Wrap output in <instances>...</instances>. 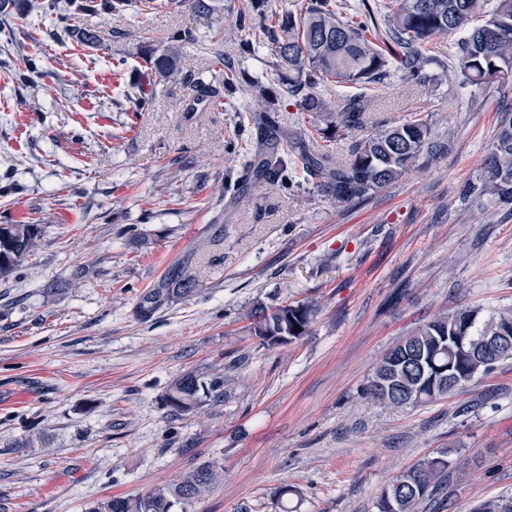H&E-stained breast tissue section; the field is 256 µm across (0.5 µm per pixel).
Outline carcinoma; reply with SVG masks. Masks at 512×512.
Listing matches in <instances>:
<instances>
[{
    "mask_svg": "<svg viewBox=\"0 0 512 512\" xmlns=\"http://www.w3.org/2000/svg\"><path fill=\"white\" fill-rule=\"evenodd\" d=\"M483 23L472 25L476 19ZM387 36L398 50L385 51L369 37L372 19L340 17L332 0H305L298 11L283 14L259 27L256 38L267 42L275 58L273 79L297 98V110L313 115L310 128L289 129L288 145L299 170L288 169L280 140L271 131V118L262 103L265 88L256 82L259 100L249 107V118L258 135L249 144L248 173L252 183L277 180L292 185L298 174L316 180V188L330 200L346 204L363 199L398 180L432 156L442 143L431 122L420 114L366 135L353 145L345 164L333 162L326 151L312 153L306 139H332L331 129L362 130L367 122L368 100L362 94L346 97L341 106L317 95V88L373 86L383 83L395 65L407 81L426 86L436 80L427 71L431 63L426 46L436 38L456 33L453 61L464 85L487 89L512 81V0H387L383 4ZM149 64L159 74L175 73L173 55L164 50L151 54ZM487 179L499 199L512 202V119L504 121L486 155ZM36 238L33 224L0 225V280H8L32 251ZM196 273L183 267L159 287L148 291L139 313L149 314L162 302L186 299L198 288ZM310 302L258 306L253 309L254 333L269 341L273 336L295 339L305 335L314 317ZM488 336H507L498 360L512 359V313H500L483 321L478 312L459 309L441 315L393 347L377 365L365 387L370 400L394 407L422 405L466 388L487 372L477 349ZM223 382L206 384L193 372L179 377L165 395L167 406L177 412L193 410L203 389L219 391ZM448 468L446 455L426 459L399 475L381 494V512L387 501L398 499L397 512H415ZM221 477L211 463L188 472L178 483L128 498L112 496L88 508V512H187Z\"/></svg>",
    "mask_w": 512,
    "mask_h": 512,
    "instance_id": "cac0c4a2",
    "label": "carcinoma"
}]
</instances>
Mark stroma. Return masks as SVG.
Segmentation results:
<instances>
[{"instance_id":"1","label":"stroma","mask_w":512,"mask_h":512,"mask_svg":"<svg viewBox=\"0 0 512 512\" xmlns=\"http://www.w3.org/2000/svg\"><path fill=\"white\" fill-rule=\"evenodd\" d=\"M253 1L0 11V224L38 227L0 282V512H86L205 462L223 478L188 512H280L285 487L300 512H379L388 484L443 452L418 512L512 498L511 359L433 403L363 396L385 353L439 314L512 310V205L481 191L512 83L391 72L365 92L367 130L421 113L445 143L434 159L341 207L304 180L255 186L244 111L274 58L252 31L296 0ZM84 29L98 45L78 43ZM165 49L169 78L147 63ZM184 265L195 293L140 316ZM307 300L305 336L255 335L254 305ZM190 371L224 394L178 414L164 396Z\"/></svg>"}]
</instances>
